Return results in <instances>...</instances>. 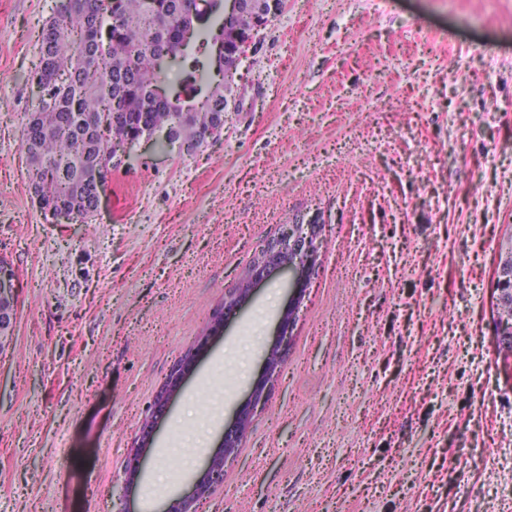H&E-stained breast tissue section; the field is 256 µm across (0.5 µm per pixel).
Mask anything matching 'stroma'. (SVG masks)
Instances as JSON below:
<instances>
[{"label":"stroma","instance_id":"stroma-1","mask_svg":"<svg viewBox=\"0 0 512 512\" xmlns=\"http://www.w3.org/2000/svg\"><path fill=\"white\" fill-rule=\"evenodd\" d=\"M57 0H0V512H167L278 375L199 512H512V0H287L238 67L240 111L193 155L140 144L84 223L32 196L30 74ZM322 226L304 295L224 294L287 224ZM208 343H201L203 331ZM188 373L125 463L157 390ZM15 275L9 264L0 261V330L9 325L12 316L10 303L15 301ZM294 310L291 307L285 312L281 320V328L277 343L270 348L265 356V377L267 382L277 372L283 361V344L288 338L289 329L293 322ZM194 360V354L187 353L173 368L166 383L162 386L155 397L154 404L151 407L152 414L143 422L139 437L137 438L131 453L127 458L126 471L129 479L134 480L141 469V457L139 448H145L149 445L153 437L155 421L166 408L171 396L179 389L186 371L190 368Z\"/></svg>","mask_w":512,"mask_h":512}]
</instances>
